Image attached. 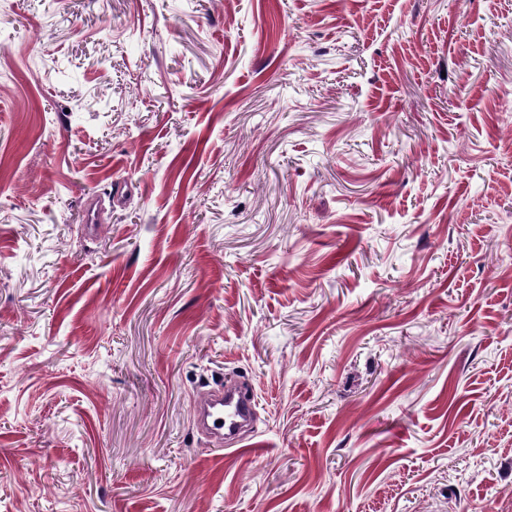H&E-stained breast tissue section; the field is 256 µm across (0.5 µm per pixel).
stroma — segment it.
Listing matches in <instances>:
<instances>
[{
	"label": "stroma",
	"instance_id": "stroma-1",
	"mask_svg": "<svg viewBox=\"0 0 512 512\" xmlns=\"http://www.w3.org/2000/svg\"><path fill=\"white\" fill-rule=\"evenodd\" d=\"M0 512H512V0H0ZM257 402L253 390L237 380H229L224 387L219 385L194 409V421L207 436L215 437L217 447L228 441H239L256 414ZM221 421V424H217Z\"/></svg>",
	"mask_w": 512,
	"mask_h": 512
}]
</instances>
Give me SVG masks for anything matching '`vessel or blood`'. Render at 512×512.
Here are the masks:
<instances>
[{"instance_id": "vessel-or-blood-1", "label": "vessel or blood", "mask_w": 512, "mask_h": 512, "mask_svg": "<svg viewBox=\"0 0 512 512\" xmlns=\"http://www.w3.org/2000/svg\"><path fill=\"white\" fill-rule=\"evenodd\" d=\"M257 402L253 390L237 380L208 392L194 409V421L207 436L218 444L238 440L256 414Z\"/></svg>"}]
</instances>
